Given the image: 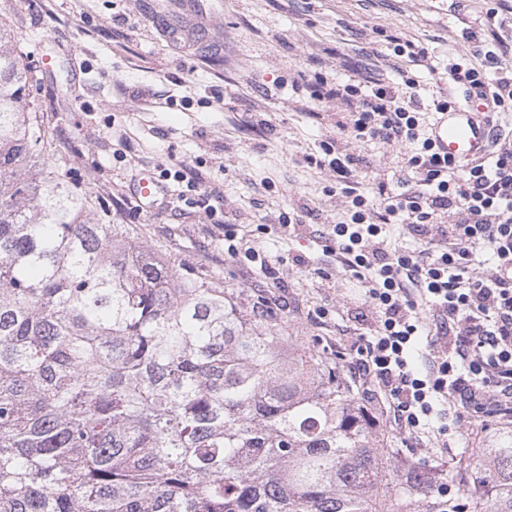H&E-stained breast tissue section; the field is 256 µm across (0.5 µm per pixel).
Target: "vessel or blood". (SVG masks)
<instances>
[{"instance_id": "b4317fda", "label": "vessel or blood", "mask_w": 512, "mask_h": 512, "mask_svg": "<svg viewBox=\"0 0 512 512\" xmlns=\"http://www.w3.org/2000/svg\"><path fill=\"white\" fill-rule=\"evenodd\" d=\"M489 139V126L482 107L467 103L450 112L438 113L434 126V141L439 156L452 159H478L484 156ZM158 182L149 175L136 180L135 198L143 210L156 203Z\"/></svg>"}]
</instances>
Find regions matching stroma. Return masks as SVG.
<instances>
[{"label": "stroma", "mask_w": 512, "mask_h": 512, "mask_svg": "<svg viewBox=\"0 0 512 512\" xmlns=\"http://www.w3.org/2000/svg\"><path fill=\"white\" fill-rule=\"evenodd\" d=\"M479 0H0V23L32 60L56 55L31 97L52 135L42 174L77 183L106 224H126L184 269L209 272L227 291L262 295L280 335L316 346L343 364L358 356L371 312L351 273L322 251L325 223L345 217L329 170L308 164L337 138L342 107L313 101L298 71L345 82L364 72L394 77L397 59L379 30L399 33L447 60L463 48ZM180 25L188 46L166 27ZM363 156L371 178L396 184L400 150L340 139ZM183 180H176L175 171ZM148 173L162 193L152 211L135 200ZM202 174L215 195L206 215L185 180ZM319 214L295 233L281 214ZM255 248L283 256L276 278L224 254V227ZM305 257L306 266L286 262ZM383 428L408 460L449 465L481 446L509 416H474L444 434L408 437L383 413Z\"/></svg>", "instance_id": "obj_1"}]
</instances>
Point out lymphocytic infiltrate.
Returning a JSON list of instances; mask_svg holds the SVG:
<instances>
[{"label": "lymphocytic infiltrate", "instance_id": "1", "mask_svg": "<svg viewBox=\"0 0 512 512\" xmlns=\"http://www.w3.org/2000/svg\"><path fill=\"white\" fill-rule=\"evenodd\" d=\"M478 27L445 66L427 48L386 35L396 56L430 68L456 86V97L436 96L434 111L478 98L488 109L493 145L477 161L439 158L407 70L399 79L317 77L314 100H339L352 111L339 135L380 141L404 150L396 187L370 183L361 157L321 146L316 164L332 170L347 202L345 220L327 225V251L361 284L374 327L350 366L353 379H371L393 397L394 422L416 438L445 431L471 406L493 416L512 405V0H485ZM402 227L419 246L392 244ZM495 260L490 275L478 258ZM436 332L428 339L425 369L414 368L425 312Z\"/></svg>", "mask_w": 512, "mask_h": 512}]
</instances>
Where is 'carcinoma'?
<instances>
[{
  "instance_id": "cac0c4a2",
  "label": "carcinoma",
  "mask_w": 512,
  "mask_h": 512,
  "mask_svg": "<svg viewBox=\"0 0 512 512\" xmlns=\"http://www.w3.org/2000/svg\"><path fill=\"white\" fill-rule=\"evenodd\" d=\"M0 24V512H512V427L428 492L341 360L101 224L36 163Z\"/></svg>"
}]
</instances>
